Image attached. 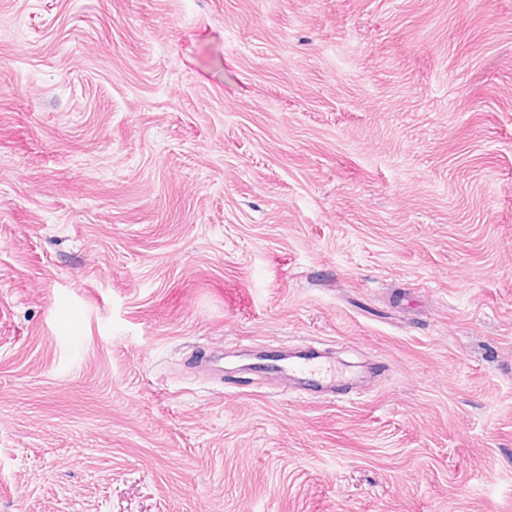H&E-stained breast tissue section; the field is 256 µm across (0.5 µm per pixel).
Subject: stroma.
I'll return each instance as SVG.
<instances>
[{
  "label": "stroma",
  "mask_w": 512,
  "mask_h": 512,
  "mask_svg": "<svg viewBox=\"0 0 512 512\" xmlns=\"http://www.w3.org/2000/svg\"><path fill=\"white\" fill-rule=\"evenodd\" d=\"M0 512H512V0H0ZM318 357L309 356L302 362L288 366L280 363L270 368L269 374L277 378L299 377L313 382L329 381L334 388L347 390L353 383L352 375L347 371L337 370L335 366L323 365L315 360Z\"/></svg>",
  "instance_id": "1"
}]
</instances>
